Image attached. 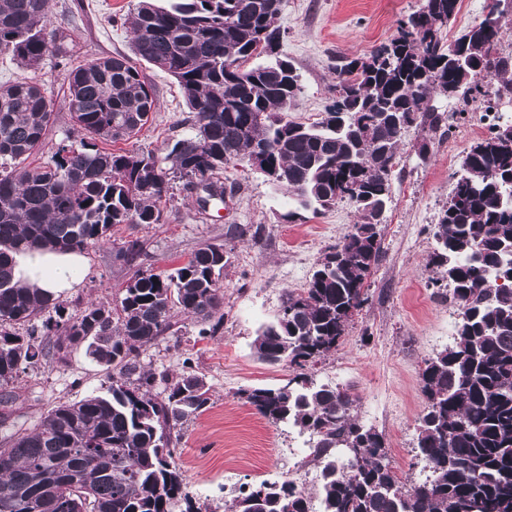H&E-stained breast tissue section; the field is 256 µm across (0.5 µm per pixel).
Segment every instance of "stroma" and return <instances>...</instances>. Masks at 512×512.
Segmentation results:
<instances>
[{"label": "stroma", "instance_id": "1", "mask_svg": "<svg viewBox=\"0 0 512 512\" xmlns=\"http://www.w3.org/2000/svg\"><path fill=\"white\" fill-rule=\"evenodd\" d=\"M138 0H51L52 27L64 32L80 55L102 57L130 50L125 23ZM422 0H283L278 23L284 32L279 53L300 75L302 92L288 120L312 124L332 102L334 68L340 58L360 57L388 42L401 19ZM158 108L133 145L153 150L190 134L189 109L174 78L140 63ZM56 119L46 146L32 164L49 160L52 149L71 132L67 71L46 60L37 73ZM448 114L449 132L435 138L418 127L403 135L401 161L392 176V198L380 224L383 254L366 280L367 303L349 324L346 335L326 359L311 367L319 383L348 389L358 399L363 422L385 439L395 470L406 484L422 482L426 473L415 456L416 427L424 413L421 372L425 360L448 347L459 311L438 298L427 258L434 249L433 226L455 185L464 153L485 137L484 109L461 97L437 96ZM428 145L420 157V145ZM225 186L233 187L225 203L199 212L193 197L173 182L161 223L114 227L109 243L87 251L88 273L64 303L77 314L88 303L117 302L135 270L172 271L196 248L217 243L230 254L220 286L224 322L208 335L176 314L171 334L142 350L144 369L163 376L192 371L204 374L211 388L208 410L180 430L176 460L184 491L202 512H227L244 482L275 480L289 464L306 460L309 441L291 425H273L256 414L241 393L253 387L286 384L292 373L257 359L252 342L257 330L277 316L286 291L302 287L316 263L357 221L348 202L321 214L288 218L294 203L246 163L225 167ZM131 238L144 253L132 268L117 257ZM111 374L96 365L84 347H74L63 364L39 363L21 373L15 409L20 424L33 428L54 406L104 393Z\"/></svg>", "mask_w": 512, "mask_h": 512}]
</instances>
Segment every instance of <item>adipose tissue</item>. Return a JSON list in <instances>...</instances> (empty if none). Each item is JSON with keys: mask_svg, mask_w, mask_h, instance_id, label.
<instances>
[{"mask_svg": "<svg viewBox=\"0 0 512 512\" xmlns=\"http://www.w3.org/2000/svg\"><path fill=\"white\" fill-rule=\"evenodd\" d=\"M13 260L16 281L53 299L72 293L88 271L86 256L77 250L24 247L14 253Z\"/></svg>", "mask_w": 512, "mask_h": 512, "instance_id": "adipose-tissue-1", "label": "adipose tissue"}]
</instances>
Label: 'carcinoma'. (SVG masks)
Wrapping results in <instances>:
<instances>
[{"label":"carcinoma","mask_w":512,"mask_h":512,"mask_svg":"<svg viewBox=\"0 0 512 512\" xmlns=\"http://www.w3.org/2000/svg\"><path fill=\"white\" fill-rule=\"evenodd\" d=\"M496 3L495 25L471 26L455 40L467 41L468 53L456 57L442 28L459 0H424L389 43L336 65L333 103L306 126L284 120L301 86L273 52L282 36L275 0H139L126 18L131 51L177 81L193 134L156 150L112 152L101 143L136 137L157 106L134 57L81 60L50 28L48 0H0V56L34 72L48 57L66 60L70 117L81 133L77 146L68 136L56 144L50 162L27 164L54 123L51 101L35 77L0 85V427L15 426L11 386L27 367L63 363L83 345L112 371L105 393L58 405L33 430L11 433L0 447V503L12 512H173L183 502L185 512H201L183 495L170 444L173 430L210 406L211 388L186 372L164 377L165 395L153 394L155 376L139 351L170 330L175 309L197 322L224 320V246H201L167 274L137 270L116 306L94 302L75 316L14 282L12 254L22 245L85 251L119 224H159L170 180H184L194 196L200 169L209 171L207 195L197 198L204 211L224 199V166L263 147L270 164L288 169L282 188L296 203L289 216L347 201L358 221L253 340L259 360L294 376L242 392L268 422L308 434L323 471L319 508L285 478L240 486L231 512H512L511 123L466 152L433 229L427 266L461 313L453 344L422 371L428 406L417 448L426 480L404 486L382 434L353 414L357 399L307 372L336 349L368 300L380 206L391 198L405 130L442 131L446 116L434 101L449 86H461L466 102L490 105L481 80L493 76L495 97L512 99V58L496 51L512 0ZM242 68L253 80L239 79ZM142 252L130 239L118 257L131 265Z\"/></svg>","instance_id":"1"}]
</instances>
